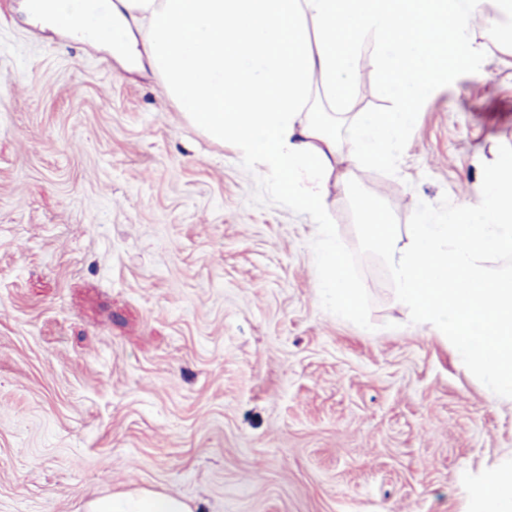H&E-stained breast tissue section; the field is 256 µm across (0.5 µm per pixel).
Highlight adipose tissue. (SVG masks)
Returning <instances> with one entry per match:
<instances>
[{
  "label": "adipose tissue",
  "mask_w": 512,
  "mask_h": 512,
  "mask_svg": "<svg viewBox=\"0 0 512 512\" xmlns=\"http://www.w3.org/2000/svg\"><path fill=\"white\" fill-rule=\"evenodd\" d=\"M50 27L108 42L123 54L127 17L150 28L145 52L177 108L213 141L230 142L258 173L287 187L289 203L318 223L317 285L346 311L356 307L343 246L327 214L330 185L350 190L354 169L391 164L416 123L415 101L447 80L454 58L474 54L476 22L512 45V0H38ZM377 41L379 115L352 111L367 39ZM85 512H194L170 492L94 498Z\"/></svg>",
  "instance_id": "obj_1"
}]
</instances>
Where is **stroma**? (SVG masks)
Returning <instances> with one entry per match:
<instances>
[{"label": "stroma", "mask_w": 512, "mask_h": 512, "mask_svg": "<svg viewBox=\"0 0 512 512\" xmlns=\"http://www.w3.org/2000/svg\"><path fill=\"white\" fill-rule=\"evenodd\" d=\"M0 0V512L149 489L198 512H471L512 466V405L361 260L373 330L325 310L318 225L194 129L144 54ZM354 177L398 224L512 145L495 31ZM376 43L352 107L384 112ZM494 91H487V84Z\"/></svg>", "instance_id": "35a3bbf8"}]
</instances>
